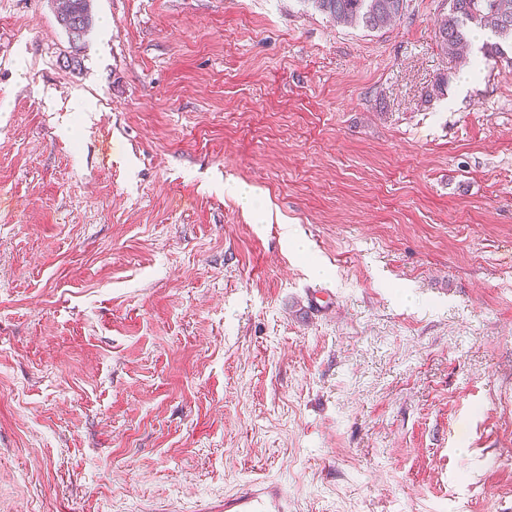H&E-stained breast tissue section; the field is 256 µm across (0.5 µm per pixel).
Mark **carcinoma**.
<instances>
[{"label": "carcinoma", "mask_w": 512, "mask_h": 512, "mask_svg": "<svg viewBox=\"0 0 512 512\" xmlns=\"http://www.w3.org/2000/svg\"><path fill=\"white\" fill-rule=\"evenodd\" d=\"M311 7L340 25L380 31L400 19L408 0H307ZM58 23L77 41L92 26V0H64ZM489 27L498 36L512 38V0H448V13L436 33L441 50L458 57L467 43V25Z\"/></svg>", "instance_id": "cac0c4a2"}]
</instances>
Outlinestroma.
Returning a JSON list of instances; mask_svg holds the SVG:
<instances>
[{
  "label": "stroma",
  "instance_id": "1",
  "mask_svg": "<svg viewBox=\"0 0 512 512\" xmlns=\"http://www.w3.org/2000/svg\"><path fill=\"white\" fill-rule=\"evenodd\" d=\"M93 10L0 0V512H512V42ZM57 20L73 41H79L92 26V0L64 1ZM286 498L275 482L254 485L224 499L225 512H287Z\"/></svg>",
  "mask_w": 512,
  "mask_h": 512
}]
</instances>
